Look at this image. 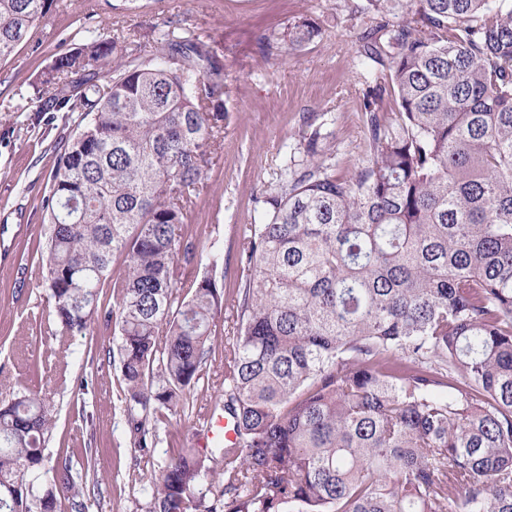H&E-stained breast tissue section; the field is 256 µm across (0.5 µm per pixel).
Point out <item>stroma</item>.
Segmentation results:
<instances>
[{
  "instance_id": "obj_1",
  "label": "stroma",
  "mask_w": 512,
  "mask_h": 512,
  "mask_svg": "<svg viewBox=\"0 0 512 512\" xmlns=\"http://www.w3.org/2000/svg\"><path fill=\"white\" fill-rule=\"evenodd\" d=\"M363 0H57L28 43L0 64V398L27 390L46 393L55 425L50 450L91 451L95 471L89 512H146L135 455L125 441L119 410L121 374L107 356L112 334L99 332L95 350L72 339L66 382L58 380L56 341L48 334L47 293L39 273L46 245L39 199L68 135L62 117L30 128L24 111L62 41L81 43L85 27L133 32L142 54L155 53L156 27L168 16L187 17L224 64V141L207 174L208 191L188 224L222 250L217 287L223 307L215 317V357L207 365L210 389L192 392L194 412L210 403L224 373V341L232 324L237 241L242 225L261 220L260 199L280 182L281 170L302 132L319 127L333 150L336 171L352 173L366 156L363 94L381 75L364 67L358 33ZM320 33L296 49L276 45L261 54L260 37L299 18ZM87 389H80L81 380Z\"/></svg>"
}]
</instances>
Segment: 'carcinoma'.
Here are the masks:
<instances>
[{
	"mask_svg": "<svg viewBox=\"0 0 512 512\" xmlns=\"http://www.w3.org/2000/svg\"><path fill=\"white\" fill-rule=\"evenodd\" d=\"M56 0H0V62ZM365 0L367 155L300 139L240 231L236 323L210 409L236 441L179 448L147 512H512V7ZM301 18L277 36L319 35ZM158 50L87 29L27 108L61 112L42 279L51 335L110 330L133 467L205 385L221 251L188 214L224 135V64L187 20ZM204 268L182 276L181 267ZM112 289V305L102 288ZM38 392L0 401V512H87L89 455L52 453Z\"/></svg>",
	"mask_w": 512,
	"mask_h": 512,
	"instance_id": "cac0c4a2",
	"label": "carcinoma"
}]
</instances>
